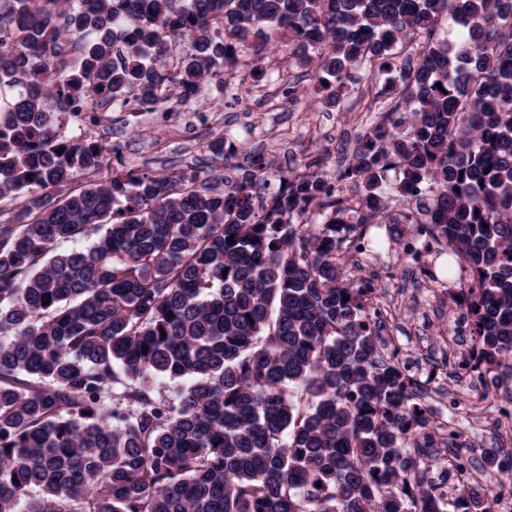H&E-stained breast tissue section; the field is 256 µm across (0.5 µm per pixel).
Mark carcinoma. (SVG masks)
I'll return each instance as SVG.
<instances>
[{"mask_svg":"<svg viewBox=\"0 0 512 512\" xmlns=\"http://www.w3.org/2000/svg\"><path fill=\"white\" fill-rule=\"evenodd\" d=\"M270 44L335 81L329 107L354 66L399 87L334 177L258 153L117 170L67 134L85 103H187ZM0 202V512H493L483 490L445 502L448 442L341 262L368 224L426 225L468 273L455 303L497 390L512 0H0ZM485 453L512 478V448Z\"/></svg>","mask_w":512,"mask_h":512,"instance_id":"cac0c4a2","label":"carcinoma"}]
</instances>
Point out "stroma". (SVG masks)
Instances as JSON below:
<instances>
[{"label":"stroma","instance_id":"obj_1","mask_svg":"<svg viewBox=\"0 0 512 512\" xmlns=\"http://www.w3.org/2000/svg\"><path fill=\"white\" fill-rule=\"evenodd\" d=\"M353 73L355 79L339 106L329 108L306 69L280 55H250L233 78L215 79L201 86L190 108L210 112L204 127H194L181 118L157 128L137 112H104L88 135L106 146L113 138H121L125 143L123 161L135 168L165 165L176 170L192 165L210 171L209 144L226 135L237 148L263 152L274 169L313 162L331 175L340 160L351 156L357 134L377 118L374 102L383 79L366 78L359 67ZM293 80L300 83L297 99L282 101V84ZM366 235L375 241L373 250L362 259L346 255L342 275L352 282L374 281L375 294L382 297L388 310L383 347L396 349L400 357L422 360L432 372V387L449 395L459 394L467 419L478 426L468 445L475 468L467 482L449 477V497L459 495L465 485L497 488L502 477L486 465L483 451L498 444L512 448V420L499 419L496 414L502 395L484 398L481 391L458 376L464 341L448 331V322L458 308L448 294L435 291L437 285L446 284V277L441 276L437 265L432 268L439 276L434 283L414 272L402 254L401 243L388 240L384 225H368Z\"/></svg>","mask_w":512,"mask_h":512}]
</instances>
